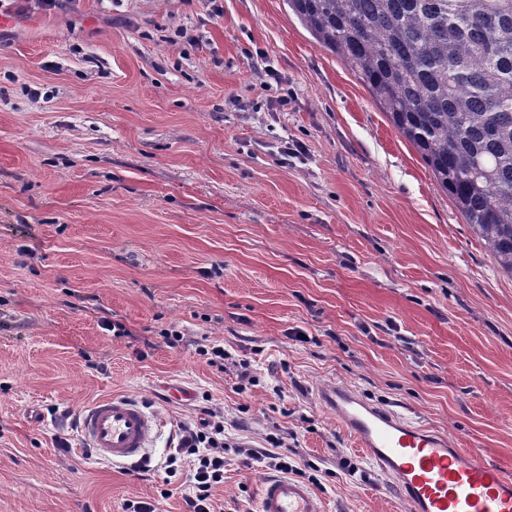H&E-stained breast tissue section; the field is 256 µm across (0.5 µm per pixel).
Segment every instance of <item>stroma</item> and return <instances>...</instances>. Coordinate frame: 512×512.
Here are the masks:
<instances>
[{
  "label": "stroma",
  "mask_w": 512,
  "mask_h": 512,
  "mask_svg": "<svg viewBox=\"0 0 512 512\" xmlns=\"http://www.w3.org/2000/svg\"><path fill=\"white\" fill-rule=\"evenodd\" d=\"M223 6L0 25V512H183L162 464L205 395L227 436L282 438L327 512H403L317 401L334 381L512 474V276L284 0ZM204 336L257 385L206 365ZM114 394L164 420L148 469L79 450L76 416ZM271 474L231 456L218 504L253 512Z\"/></svg>",
  "instance_id": "obj_1"
}]
</instances>
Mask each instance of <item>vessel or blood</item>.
<instances>
[{
  "mask_svg": "<svg viewBox=\"0 0 512 512\" xmlns=\"http://www.w3.org/2000/svg\"><path fill=\"white\" fill-rule=\"evenodd\" d=\"M317 399L398 490L405 512H512V475L458 448L448 435L334 382L321 386ZM79 425L97 455L133 461L144 457L162 421L138 402L113 395L88 405ZM256 512H326V505L301 481L269 477L260 486Z\"/></svg>",
  "mask_w": 512,
  "mask_h": 512,
  "instance_id": "b4317fda",
  "label": "vessel or blood"
}]
</instances>
